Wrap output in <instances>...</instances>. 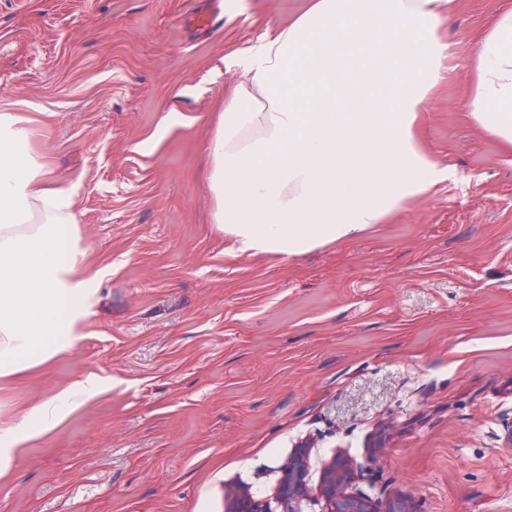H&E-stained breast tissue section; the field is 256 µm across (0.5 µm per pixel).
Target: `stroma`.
<instances>
[{
    "label": "stroma",
    "instance_id": "stroma-1",
    "mask_svg": "<svg viewBox=\"0 0 512 512\" xmlns=\"http://www.w3.org/2000/svg\"><path fill=\"white\" fill-rule=\"evenodd\" d=\"M303 5L0 0V113L39 118L105 272L74 351L0 383V421L107 385L21 450L0 512H234L300 453L299 512H329L337 462L379 510L512 512V155L458 108L498 0H456L441 32L422 141L457 181L304 255L232 256L203 181L228 62Z\"/></svg>",
    "mask_w": 512,
    "mask_h": 512
}]
</instances>
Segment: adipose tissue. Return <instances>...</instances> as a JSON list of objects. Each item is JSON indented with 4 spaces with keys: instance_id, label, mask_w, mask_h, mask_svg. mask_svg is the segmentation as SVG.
I'll return each instance as SVG.
<instances>
[{
    "instance_id": "ef3b65f1",
    "label": "adipose tissue",
    "mask_w": 512,
    "mask_h": 512,
    "mask_svg": "<svg viewBox=\"0 0 512 512\" xmlns=\"http://www.w3.org/2000/svg\"><path fill=\"white\" fill-rule=\"evenodd\" d=\"M450 0H307L233 61L206 144L212 222L234 255L297 256L382 224L453 180L419 136L449 45ZM460 108L512 152V0L482 33ZM33 118L0 113V379L70 354L100 274L66 256L78 184L35 160ZM72 380L0 422V478L21 448L101 394Z\"/></svg>"
}]
</instances>
